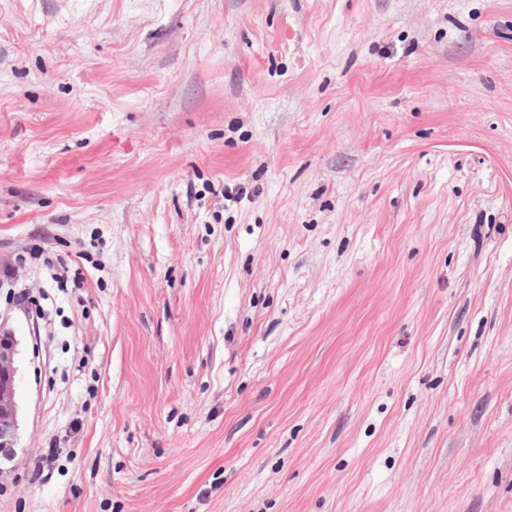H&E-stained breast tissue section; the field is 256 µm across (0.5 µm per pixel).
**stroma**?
<instances>
[{
  "instance_id": "stroma-1",
  "label": "stroma",
  "mask_w": 512,
  "mask_h": 512,
  "mask_svg": "<svg viewBox=\"0 0 512 512\" xmlns=\"http://www.w3.org/2000/svg\"><path fill=\"white\" fill-rule=\"evenodd\" d=\"M0 317V512H512V0H0ZM18 341L8 321L0 317V464L11 461L18 442L15 377Z\"/></svg>"
}]
</instances>
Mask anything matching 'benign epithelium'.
Returning <instances> with one entry per match:
<instances>
[{
  "label": "benign epithelium",
  "mask_w": 512,
  "mask_h": 512,
  "mask_svg": "<svg viewBox=\"0 0 512 512\" xmlns=\"http://www.w3.org/2000/svg\"><path fill=\"white\" fill-rule=\"evenodd\" d=\"M17 345L13 329L0 317V464L12 459L19 437L15 399Z\"/></svg>",
  "instance_id": "7a95c632"
}]
</instances>
